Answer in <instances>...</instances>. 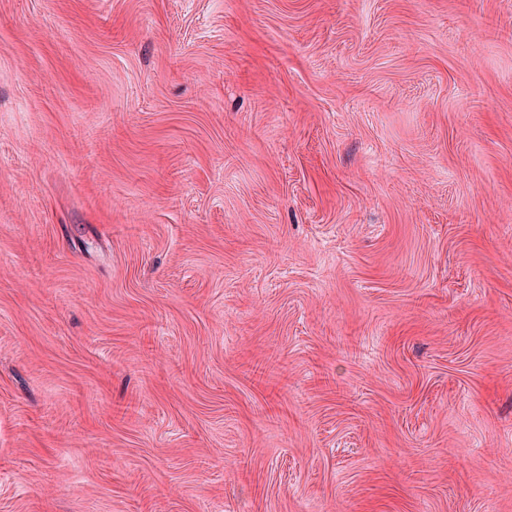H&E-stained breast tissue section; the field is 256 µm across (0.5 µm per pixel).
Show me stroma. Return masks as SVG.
<instances>
[{
  "label": "stroma",
  "instance_id": "1",
  "mask_svg": "<svg viewBox=\"0 0 512 512\" xmlns=\"http://www.w3.org/2000/svg\"><path fill=\"white\" fill-rule=\"evenodd\" d=\"M0 512H512V0H0Z\"/></svg>",
  "mask_w": 512,
  "mask_h": 512
}]
</instances>
